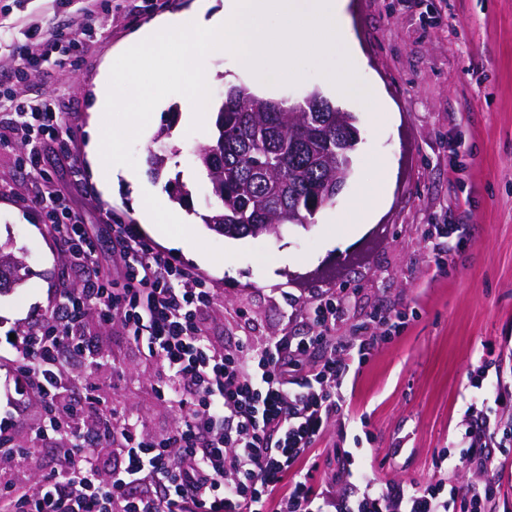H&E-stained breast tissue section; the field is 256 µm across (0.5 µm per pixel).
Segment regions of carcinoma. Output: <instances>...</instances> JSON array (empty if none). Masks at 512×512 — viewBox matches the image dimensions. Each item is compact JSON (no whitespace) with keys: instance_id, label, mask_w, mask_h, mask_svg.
<instances>
[{"instance_id":"carcinoma-1","label":"carcinoma","mask_w":512,"mask_h":512,"mask_svg":"<svg viewBox=\"0 0 512 512\" xmlns=\"http://www.w3.org/2000/svg\"><path fill=\"white\" fill-rule=\"evenodd\" d=\"M341 110L321 99L306 111L230 85L217 111L215 130L195 152L211 185L213 202L202 223L220 234L224 228L265 235L274 224H305L324 206L329 183L336 180V115ZM171 126L153 137L159 145L148 157L155 175L167 167L166 139ZM23 261L0 251V293L21 280Z\"/></svg>"}]
</instances>
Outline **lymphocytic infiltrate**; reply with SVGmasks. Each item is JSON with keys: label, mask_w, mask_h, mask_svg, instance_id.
Masks as SVG:
<instances>
[{"label": "lymphocytic infiltrate", "mask_w": 512, "mask_h": 512, "mask_svg": "<svg viewBox=\"0 0 512 512\" xmlns=\"http://www.w3.org/2000/svg\"><path fill=\"white\" fill-rule=\"evenodd\" d=\"M106 0H87L80 19L33 35L14 77L90 27ZM0 145L24 141L21 168L43 172L52 158L70 159L69 137L57 106L20 94L0 96ZM49 232L71 260L94 263L96 245L79 215L51 179L36 198ZM112 265L105 276L64 291L52 315L11 343L18 407L29 401L64 412L74 428L55 448L36 488L0 489V512H489L498 477L493 448L501 426L476 405L464 411L461 459L483 475L460 501L454 485L384 482L357 466L352 452L336 478L314 479V446L344 405L346 357L366 363L378 337L336 343V297L321 296L306 312L313 332L278 336L227 349L207 336L204 322L217 306L214 288L198 273L157 251L137 225L113 224ZM95 309L157 356L170 379L157 393L172 403L176 422L152 436L119 421L94 396L66 398L56 369L64 355L86 357L84 319ZM352 479L357 499L336 498L337 480Z\"/></svg>", "instance_id": "obj_1"}]
</instances>
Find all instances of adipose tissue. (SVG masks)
Instances as JSON below:
<instances>
[{
	"label": "adipose tissue",
	"mask_w": 512,
	"mask_h": 512,
	"mask_svg": "<svg viewBox=\"0 0 512 512\" xmlns=\"http://www.w3.org/2000/svg\"><path fill=\"white\" fill-rule=\"evenodd\" d=\"M345 8L346 0H195L190 9L139 29L120 51L127 70L103 72L94 89L93 113L128 115L127 123L113 129L111 138H104L98 126L89 128L88 160L101 189H130L141 223L156 225L161 211L168 213L171 223H184L185 215L163 196L144 192L142 171L117 161L107 168L100 163L114 141L142 134L151 122V111L165 102L163 87L149 91L140 87L138 71L158 68L168 46L177 43L190 54L234 57L242 72L293 75L302 57H327L338 50L353 54Z\"/></svg>",
	"instance_id": "adipose-tissue-1"
}]
</instances>
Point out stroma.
<instances>
[{"instance_id":"obj_1","label":"stroma","mask_w":512,"mask_h":512,"mask_svg":"<svg viewBox=\"0 0 512 512\" xmlns=\"http://www.w3.org/2000/svg\"><path fill=\"white\" fill-rule=\"evenodd\" d=\"M191 0H111L109 14L59 49L63 67L30 72L22 90L31 98L59 95L62 126L76 159L52 165L64 201L93 233L104 217L136 223L134 199L122 190L104 198L92 177L86 146L92 90L102 70L124 69L120 45L154 19ZM81 0H0V75L12 71L33 31L48 33L77 18ZM351 59L302 61L300 73L275 86V101L322 90L353 112L361 141L352 175L333 204L308 224L280 235L228 239L200 220L211 186L195 164L210 127L187 123L176 99L198 66L213 79L210 100L221 104L228 85L260 87L228 59L198 62L181 46L165 53V69L138 74L145 87L164 84L174 102L159 121L171 124L173 155L162 178L147 189L164 192L181 176L191 189L182 209L190 218L196 253L169 246L150 231L142 236L178 263L202 274L221 305L206 320L216 340L257 343L282 334L310 335L304 310L335 294L336 339L389 332L368 363L350 368L343 410L315 445L316 479L330 475L343 451L360 450L380 480L434 482L447 477L460 491L480 481L459 467L463 411L472 396L468 375L486 349L503 370L512 369V0H347ZM348 72L357 87L375 88L389 115L374 121L353 99L328 89L324 75ZM18 144L0 146V249L23 259V279L0 294V336L29 330L50 316L59 284L81 287L83 272L49 235L35 198L41 178L20 169ZM383 190L368 222L350 220L352 208ZM85 325L103 366L62 361L67 392L90 393L144 433L171 429L176 411L152 388L161 367L88 313ZM16 438L28 459L0 454V480L23 490L40 479L33 456H45L46 439L62 430L41 406L27 404ZM447 451L448 472L437 465Z\"/></svg>"}]
</instances>
